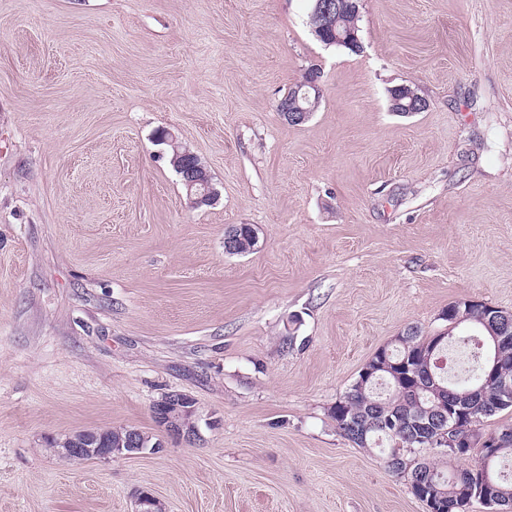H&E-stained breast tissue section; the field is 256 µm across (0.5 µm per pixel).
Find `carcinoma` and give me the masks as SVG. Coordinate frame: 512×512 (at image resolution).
Masks as SVG:
<instances>
[{
    "mask_svg": "<svg viewBox=\"0 0 512 512\" xmlns=\"http://www.w3.org/2000/svg\"><path fill=\"white\" fill-rule=\"evenodd\" d=\"M448 308L455 312L446 318L453 326L451 334L439 343L434 335L406 329L386 355V367L378 369L364 385L354 382L336 401L345 421L351 423L345 427L338 420L336 427L359 448L381 449L384 463L393 473L397 469L391 459L392 449H401V454L414 462L410 472L419 469L432 475V483L448 505L447 512H468L476 501H467L466 492L486 479L494 486L495 501L483 506L512 512V473L502 474L494 468L498 460L512 457V441L498 448L490 461L481 458L473 467L456 471L430 446L442 417L448 414L451 399L470 392L472 396L465 405L475 404L474 413L454 420L458 436H469L481 430L485 420L512 410V403L501 402L495 386L483 385L489 361L496 354L504 361V374H512V322L489 319L480 304L470 307L455 302ZM454 346L471 349V376L462 383L452 381L448 369L438 364L440 357H448V350ZM390 420L401 423V428L392 430L388 426ZM128 433L127 428L93 431V446L110 448Z\"/></svg>",
    "mask_w": 512,
    "mask_h": 512,
    "instance_id": "cac0c4a2",
    "label": "carcinoma"
}]
</instances>
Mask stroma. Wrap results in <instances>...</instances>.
Segmentation results:
<instances>
[{
	"mask_svg": "<svg viewBox=\"0 0 512 512\" xmlns=\"http://www.w3.org/2000/svg\"><path fill=\"white\" fill-rule=\"evenodd\" d=\"M0 0V512H426L331 409L449 304L512 311V0ZM321 73L309 121L277 104ZM413 88L425 111L392 112ZM219 192L192 207L161 131ZM235 224L256 250L230 255ZM194 398L201 438L152 405ZM161 442L109 460L79 430ZM134 429H127V428H119V429H100L93 432H90L88 434H77L78 432H75L73 434H70L68 436H65L63 439H52L48 445L49 449H52L54 452H57L65 457H68L69 460L73 461H83L86 460L85 458H97V459H103L108 460L112 459L114 456L118 455H132L135 453L142 452L146 448H152L153 451H155L157 448H154V443H151V440L148 437H145L140 432H137L138 436L145 440V443L147 445L146 448H134L135 441L134 438H128L124 442H119L118 445L112 446V443L118 442L119 439L124 440V438L127 436V434L130 431H133ZM81 435H91L94 436V443L93 446H87L86 444L90 441L88 439H83L82 441L74 440L72 441L74 444V447L72 448H65V445H62V441L67 440L68 438H74ZM125 445V448H124ZM98 447V448H95ZM113 447V448H112ZM107 448V449H104ZM76 455H84L85 458L77 457ZM74 458H69L73 457Z\"/></svg>",
	"mask_w": 512,
	"mask_h": 512,
	"instance_id": "1",
	"label": "stroma"
}]
</instances>
